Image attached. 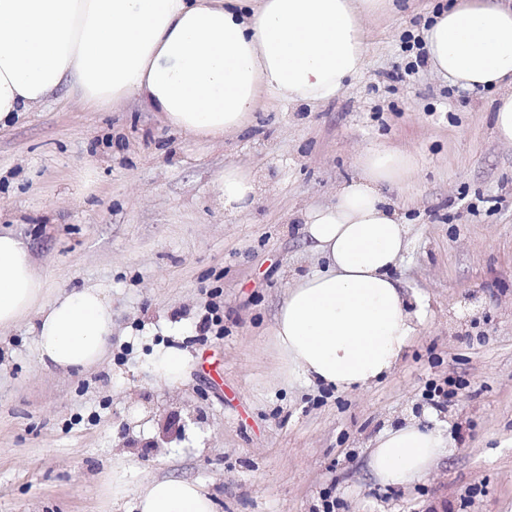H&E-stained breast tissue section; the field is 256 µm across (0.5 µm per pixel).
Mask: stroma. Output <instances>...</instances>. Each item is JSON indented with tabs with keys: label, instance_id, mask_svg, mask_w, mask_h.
<instances>
[{
	"label": "stroma",
	"instance_id": "stroma-1",
	"mask_svg": "<svg viewBox=\"0 0 512 512\" xmlns=\"http://www.w3.org/2000/svg\"><path fill=\"white\" fill-rule=\"evenodd\" d=\"M441 0H385L366 64L329 102L266 98L220 142L131 102L84 110L67 91L0 132V226L28 246L47 297L105 289L96 367L37 361L28 321L0 329V512H129L153 481L198 483L215 512H512V145L495 89L426 63ZM376 142L416 168L391 188L411 226L392 270L425 310L391 373L356 391L289 378L271 327L289 284L325 269L294 216L331 204ZM250 169L235 213L214 185ZM179 350L164 383L157 360ZM436 409L455 450L409 487L368 468L388 425ZM128 470L125 498L109 476ZM497 102L498 104L495 108V134L500 141L512 143V90L503 93Z\"/></svg>",
	"mask_w": 512,
	"mask_h": 512
}]
</instances>
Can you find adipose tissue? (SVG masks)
I'll return each instance as SVG.
<instances>
[{"mask_svg": "<svg viewBox=\"0 0 512 512\" xmlns=\"http://www.w3.org/2000/svg\"><path fill=\"white\" fill-rule=\"evenodd\" d=\"M381 0H0V129L67 90L87 110L136 101L171 128L208 140L246 127L264 96L311 106L336 97L364 69L362 20ZM428 62L467 90L496 87L497 138L512 143V6L456 0L425 30ZM413 155L378 142L336 201L306 211L304 233L327 261L296 279L271 328L289 376L360 390L390 373L416 333L420 312L391 270L410 228L389 192ZM219 201L248 209L257 187L225 169ZM31 319L38 361L63 373L99 364L112 337L101 288L52 300L30 253L0 231V328ZM452 443L435 415L385 430L372 476L389 486L426 477ZM136 512H214L195 482H152Z\"/></svg>", "mask_w": 512, "mask_h": 512, "instance_id": "adipose-tissue-1", "label": "adipose tissue"}]
</instances>
